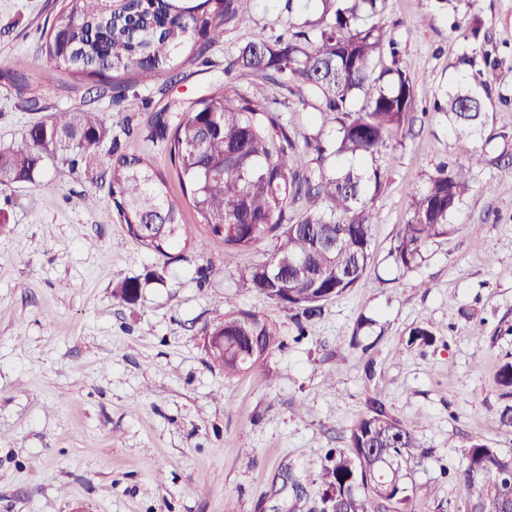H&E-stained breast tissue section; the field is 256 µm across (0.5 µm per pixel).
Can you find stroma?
I'll use <instances>...</instances> for the list:
<instances>
[{"label":"stroma","instance_id":"obj_1","mask_svg":"<svg viewBox=\"0 0 512 512\" xmlns=\"http://www.w3.org/2000/svg\"><path fill=\"white\" fill-rule=\"evenodd\" d=\"M61 0H0V139L23 142L57 110L93 109L112 118V97L86 93L65 74L45 80L41 50ZM479 17L485 36L460 27ZM285 0H239L237 19L203 61L132 91L147 99L133 113L126 151L146 156L169 181L189 241L203 237L166 143L146 135L155 112L177 113L226 83L281 103L298 135L324 117L293 104L292 80L273 83L231 69L247 43L301 22ZM400 43L401 66L424 77L425 95L454 89L459 60L491 51L487 103L494 139L478 138L482 161L448 237L429 242L409 269L394 259L410 190L456 155V129L442 112L416 113L390 139L384 186L374 204L372 263L359 284L329 300L298 337L294 313L238 277L266 261L270 237L224 262V243L187 249L167 262L126 237L104 183L62 164L45 186L0 187V512H288L292 483L317 500L316 474L332 448L347 445L371 399L404 419L429 458L414 485L434 486L416 512H455L465 488L453 477L479 442L512 456V426L496 376L512 362V0H384L378 16ZM24 87L7 76L16 63ZM41 108L29 110L28 100ZM211 276H203L206 268ZM141 282L127 302L123 280ZM272 319L283 341L251 369L228 376L209 366L202 330L227 305ZM431 330L432 345H408Z\"/></svg>","mask_w":512,"mask_h":512}]
</instances>
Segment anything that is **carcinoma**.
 <instances>
[{
  "instance_id": "cac0c4a2",
  "label": "carcinoma",
  "mask_w": 512,
  "mask_h": 512,
  "mask_svg": "<svg viewBox=\"0 0 512 512\" xmlns=\"http://www.w3.org/2000/svg\"><path fill=\"white\" fill-rule=\"evenodd\" d=\"M381 0H286L312 18L276 37L246 44L231 66L271 82L289 76L298 102L330 117L324 130L298 140L265 97H247L220 84L195 101L177 123L155 113L148 139L165 141L180 182L224 255L249 250L269 236L279 245L267 261L239 277L277 305L310 318L329 299L347 292L371 263L372 200L383 186L381 150L411 119L422 80L400 66L397 41L377 22ZM238 15V0H63L45 33L46 78L66 72L103 94L173 75L181 58L194 61L224 38ZM492 87L465 82L432 107L457 125V156L439 163L412 188L411 216L401 225L395 260L409 269L426 244L445 237L471 190L470 168L481 161L476 138L491 125L485 101ZM113 122L87 110L57 111L32 126L23 144L0 140V187L43 184L49 161L100 179L128 235L168 259L182 237L183 217L168 198L166 181L147 158L122 149L116 126L129 133L127 113L138 96H117ZM321 199L322 212L288 218L291 206ZM140 282L127 279L115 294L138 297ZM224 347L201 345L211 365L227 375L253 367L267 346L282 344L276 326L252 311L232 308L205 326ZM502 397L512 399V363L498 375ZM429 456L414 430L374 400L353 424L348 450L332 449L319 471L320 509L408 512L416 496L413 468ZM458 480L467 497L455 512H512V457L480 443L466 452Z\"/></svg>"
}]
</instances>
